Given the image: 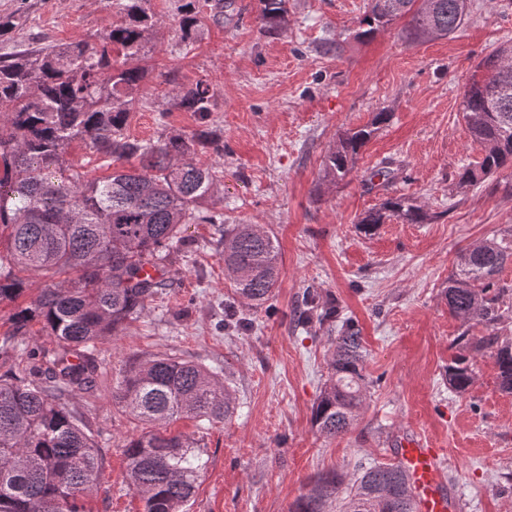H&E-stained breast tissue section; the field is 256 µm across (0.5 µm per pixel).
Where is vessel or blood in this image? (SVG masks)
Instances as JSON below:
<instances>
[{"instance_id": "b4317fda", "label": "vessel or blood", "mask_w": 512, "mask_h": 512, "mask_svg": "<svg viewBox=\"0 0 512 512\" xmlns=\"http://www.w3.org/2000/svg\"><path fill=\"white\" fill-rule=\"evenodd\" d=\"M440 449L415 436L397 450V462L414 492L419 512H451L452 502L444 488L438 463Z\"/></svg>"}]
</instances>
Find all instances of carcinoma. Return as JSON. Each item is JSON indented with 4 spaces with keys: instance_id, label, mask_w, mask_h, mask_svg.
Masks as SVG:
<instances>
[{
    "instance_id": "1",
    "label": "carcinoma",
    "mask_w": 512,
    "mask_h": 512,
    "mask_svg": "<svg viewBox=\"0 0 512 512\" xmlns=\"http://www.w3.org/2000/svg\"><path fill=\"white\" fill-rule=\"evenodd\" d=\"M149 0H110L123 14L120 24L95 40L46 44L0 55V304L13 305L11 335L34 322L57 348L28 350L37 361L33 380L0 376V512H84L79 502L97 488L102 459L86 427L65 396L93 385L96 365L87 350L117 335L166 286L158 271L181 242L183 224H222L224 217L199 210L209 196L215 171L193 161L197 146L218 154L224 145L198 134H174L143 141L126 133L127 120L146 80L131 64L145 54L148 32L158 20ZM287 0H259L261 31L283 29ZM181 40L190 43L200 23L198 0H180ZM235 0H215L212 19L231 20ZM467 0H369L362 24L372 36L409 17L401 34L433 28L442 37L461 29ZM215 93L199 80L174 91V104L208 116ZM462 112L471 140L482 150L477 164L463 167L459 183L471 186L512 164V42L481 59L464 92ZM388 113L338 135L326 157L323 182L334 185L353 169L361 149ZM79 141L105 162L137 161L103 179L89 180L65 155ZM425 224L430 216L408 197L388 198L366 212L357 229L366 236L391 218ZM224 272L232 296L224 324L247 326L237 305L267 302L281 275L279 245L259 224L224 229ZM512 262V239H489L463 251L445 297L454 316L486 326L512 313V289L497 276ZM40 272L51 284L29 302L24 274ZM338 309L320 307L314 295L303 301L297 323L316 319L333 328ZM463 353L445 371L448 385L466 391L474 381L473 359L495 348L499 388L512 394V342L496 336L458 337ZM364 347L354 324L342 323L335 338L333 376L312 412V423L327 436L353 425L363 405ZM112 400L155 429L125 445L127 476L144 504L143 512H186L207 461L199 440L168 431L191 417L210 425L229 419L235 398L213 370L172 355L126 364ZM416 512L401 468L374 463L353 479L332 472L319 476L291 512Z\"/></svg>"
}]
</instances>
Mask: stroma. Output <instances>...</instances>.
<instances>
[{"label":"stroma","mask_w":512,"mask_h":512,"mask_svg":"<svg viewBox=\"0 0 512 512\" xmlns=\"http://www.w3.org/2000/svg\"><path fill=\"white\" fill-rule=\"evenodd\" d=\"M368 0H288L286 31L260 32L257 0L213 23L209 8L190 48L178 31L177 0H151L159 27L138 60L149 71L126 132L140 140L206 132L223 154L197 161L218 181L204 211L223 224H186L164 269L165 288L118 336L98 344L92 388L72 392L69 408L102 457L91 512H142L127 481L125 444L146 427L112 399L126 362L173 355L218 371L236 403L231 419L199 428L207 466L188 512H289L312 480L359 465L396 460L399 437L416 432L443 451V476L461 512H512V394L500 391L493 350L479 353L473 384L450 390L445 369L462 332L512 339V318L494 330L448 311L443 290L457 256L486 239L512 237V168L459 187L462 167L480 161L461 112L478 62L512 40V0H471L460 31L409 43L400 25L362 35ZM18 21L0 54L99 34L121 17L105 0H0ZM335 48H327V40ZM208 81L216 93L208 119L174 106L169 93ZM388 113L346 179L322 185L323 163L340 130ZM389 167V176L378 173ZM423 206L426 224L387 221L373 236L356 224L389 197ZM260 224L280 245L275 297L244 309L248 331L224 328V224ZM353 319L366 348L367 396L348 432L329 438L312 409L329 377L333 339L313 322L295 325L306 291ZM0 304V375L27 374L25 351L50 337L11 333Z\"/></svg>","instance_id":"stroma-1"}]
</instances>
